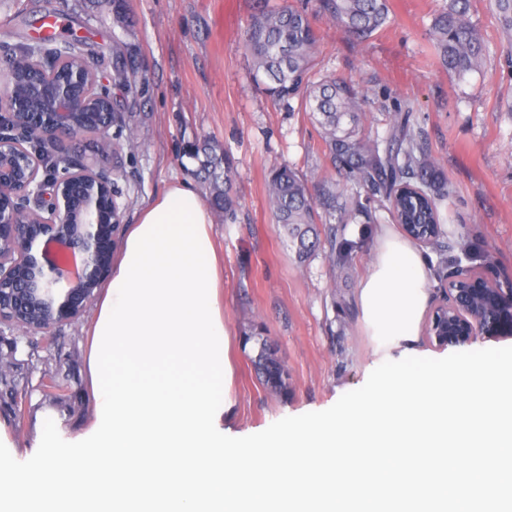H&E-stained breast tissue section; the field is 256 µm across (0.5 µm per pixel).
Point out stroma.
I'll return each instance as SVG.
<instances>
[{"label": "stroma", "instance_id": "obj_1", "mask_svg": "<svg viewBox=\"0 0 512 512\" xmlns=\"http://www.w3.org/2000/svg\"><path fill=\"white\" fill-rule=\"evenodd\" d=\"M446 0H388L386 23L364 43L329 20H316V75L353 81L367 100L366 123L382 129L384 112L412 108L409 125L418 142L447 173L453 198L441 212L449 231L448 266L429 247L428 311L445 304L449 276L463 267L491 284L512 282V63L489 0H472L470 17L487 49L480 71L457 76L441 66L432 47V24ZM130 31L112 19V0H0V45L20 34L37 36L42 20L54 21L60 39L81 35L82 50L112 84V45L129 39L146 72L140 111L126 115L138 147L122 149L127 194L122 224L168 186L195 184L199 163L183 154L188 141L215 138L237 165V192L245 220L228 224L212 210L224 256L221 306L232 333L234 406L226 431L251 435L284 416L331 407L340 391L359 388L371 360V342L358 321L357 291L373 260L371 224L350 223L347 239L364 240L351 261L331 264L316 255L298 266L274 230L266 208V176L287 164L306 178L327 162L319 128L304 112L271 102L252 80L243 46L252 0H126ZM92 311L78 323L58 326L57 343L68 355L69 388L44 396L40 370L19 376L31 400L67 412L72 428L87 422L94 400L87 387L86 336ZM261 326L288 372L287 396L273 395L252 365Z\"/></svg>", "mask_w": 512, "mask_h": 512}]
</instances>
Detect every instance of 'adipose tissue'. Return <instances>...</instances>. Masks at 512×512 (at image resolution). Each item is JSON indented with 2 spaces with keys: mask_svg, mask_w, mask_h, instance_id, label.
Segmentation results:
<instances>
[{
  "mask_svg": "<svg viewBox=\"0 0 512 512\" xmlns=\"http://www.w3.org/2000/svg\"><path fill=\"white\" fill-rule=\"evenodd\" d=\"M376 259L361 282L357 303L372 358L419 350L427 308V264L416 245L388 225L377 231Z\"/></svg>",
  "mask_w": 512,
  "mask_h": 512,
  "instance_id": "adipose-tissue-1",
  "label": "adipose tissue"
}]
</instances>
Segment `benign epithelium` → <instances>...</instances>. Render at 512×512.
I'll return each instance as SVG.
<instances>
[{"instance_id": "benign-epithelium-1", "label": "benign epithelium", "mask_w": 512, "mask_h": 512, "mask_svg": "<svg viewBox=\"0 0 512 512\" xmlns=\"http://www.w3.org/2000/svg\"><path fill=\"white\" fill-rule=\"evenodd\" d=\"M68 60L54 50L39 49L30 67L37 81L31 90L47 105L49 119L33 127L15 125L11 113L19 103L12 90L0 88V191L10 195V216L0 208V325L25 335L47 334L58 324L77 321L94 296L116 240L121 207L109 211L110 224L99 223L100 196L112 187V171L93 169L83 157L66 155L61 169L37 179L40 157L22 143L38 139L59 147L82 137L74 116L85 97L105 89L76 70L74 84L60 85L54 73ZM506 303L498 288H457L448 311V333L437 344L461 345L484 337L508 336L512 325L497 310Z\"/></svg>"}]
</instances>
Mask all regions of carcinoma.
Listing matches in <instances>:
<instances>
[{"label":"carcinoma","mask_w":512,"mask_h":512,"mask_svg":"<svg viewBox=\"0 0 512 512\" xmlns=\"http://www.w3.org/2000/svg\"><path fill=\"white\" fill-rule=\"evenodd\" d=\"M471 0H448L435 17V54L442 66L465 74L480 68L485 45L476 25L469 19ZM245 34L246 50L254 59L253 80L276 104H291L300 99V109L310 115L322 133L323 152L338 175L320 177L313 185L297 172L283 166L272 170L267 178L268 205L277 231L294 249L299 264H306L317 252L333 261H345L359 243L347 239L344 226L359 218L374 224L378 218L368 204L387 203L392 220L412 239L437 252L439 264L449 245L439 207L453 190L448 175L420 146L410 131L406 105L387 114L388 129L384 136L364 124V95L350 81L325 75L311 78L318 36L309 15L290 4L269 11L263 0ZM502 29L512 48V0H491ZM320 13L338 23L350 35L366 41L388 19V0H319ZM21 41L9 59L14 71L15 93L23 109L16 119L24 122L26 114L36 112L30 92V72ZM112 84L125 91L122 102L97 96L88 101L78 121L93 128L118 116L112 125L126 126L124 113L137 109L142 97L145 76L137 53L124 43L112 54ZM185 154L199 162L196 174L208 188L211 203L223 210L224 223L238 221L241 209L234 189L235 167L229 153L211 137L188 143ZM254 339L259 349L255 367L266 387L279 395H288V373L273 353L264 330L256 327L246 340ZM43 391L50 395L67 388L61 369H44Z\"/></svg>","instance_id":"cac0c4a2"}]
</instances>
